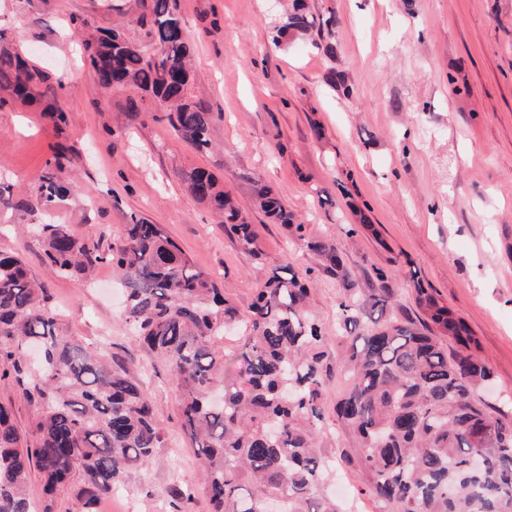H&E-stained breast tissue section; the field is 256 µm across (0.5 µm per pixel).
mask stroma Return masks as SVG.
Returning a JSON list of instances; mask_svg holds the SVG:
<instances>
[{
  "mask_svg": "<svg viewBox=\"0 0 512 512\" xmlns=\"http://www.w3.org/2000/svg\"><path fill=\"white\" fill-rule=\"evenodd\" d=\"M336 19L282 45L272 28L292 0H176L195 48L192 94L216 114L206 152L178 138L167 121L125 110L129 90L99 87L81 50L82 30L144 39L129 0H0V38L34 50L48 73L44 102H61L69 124L57 132L33 108H0V252L23 259L64 331L106 344L150 397L167 440L146 466L130 470L119 500L98 512H174L177 490L201 485L197 450L182 429L179 395L163 362L120 318L110 264L93 283L56 276L32 225H71L102 247L119 245L131 217L163 225L193 265L226 285L247 312L279 267L315 260L279 224L252 208L250 178L270 183L304 239L336 245L358 288L379 286L392 269L390 315L417 318L411 277L428 283L463 318L491 368L492 396L512 397V0H306ZM324 41L335 56L315 49ZM342 72L352 96L332 91ZM321 134H314V127ZM68 148L67 200L35 208L54 145ZM199 167L223 180L260 229L255 261L185 189ZM374 231L348 237L360 218ZM335 279L318 275L312 316L339 349ZM334 379L324 398L323 443L349 496L364 512L378 504L342 462L356 441L337 421L344 392Z\"/></svg>",
  "mask_w": 512,
  "mask_h": 512,
  "instance_id": "stroma-1",
  "label": "stroma"
}]
</instances>
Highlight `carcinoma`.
I'll list each match as a JSON object with an SVG mask.
<instances>
[{"instance_id": "cac0c4a2", "label": "carcinoma", "mask_w": 512, "mask_h": 512, "mask_svg": "<svg viewBox=\"0 0 512 512\" xmlns=\"http://www.w3.org/2000/svg\"><path fill=\"white\" fill-rule=\"evenodd\" d=\"M133 2L146 42L117 31L83 36L96 81L138 90L127 98L129 113L160 112L182 140L212 148L214 115L191 95L193 45L174 0ZM335 25V17L316 16L295 0L274 27L273 44ZM45 79L27 52L0 44V89L35 103ZM41 112L63 132L60 102ZM65 159L59 148L48 162L36 196L42 210L70 194L56 175ZM183 181L217 212L230 239L263 260L257 225L223 182L202 168ZM252 195L271 223L302 232L271 186L254 179ZM36 231L57 276L87 281L103 262L119 273L121 317L168 366L184 426L199 448L211 512H268L272 499L281 501L279 512H344L328 493L333 467L321 444L323 397L336 374L349 382L336 401V421L357 438L344 457L382 512H512V415L482 397L492 372L476 338L419 279H412L414 303L424 317L383 322L392 289L360 291L336 246L307 240L318 267L342 289L338 317L353 336L333 366L310 315L313 267H284L288 275L270 277L242 314L160 224L133 217L122 245L108 250L67 224H38ZM231 327L241 336L227 352L224 331ZM10 375L36 410L37 443L23 444L0 404V512H36L26 493L33 466L47 500L70 486L81 512H97L124 474L164 445L149 396L103 350L64 334L60 314L21 258L0 253V380Z\"/></svg>"}]
</instances>
